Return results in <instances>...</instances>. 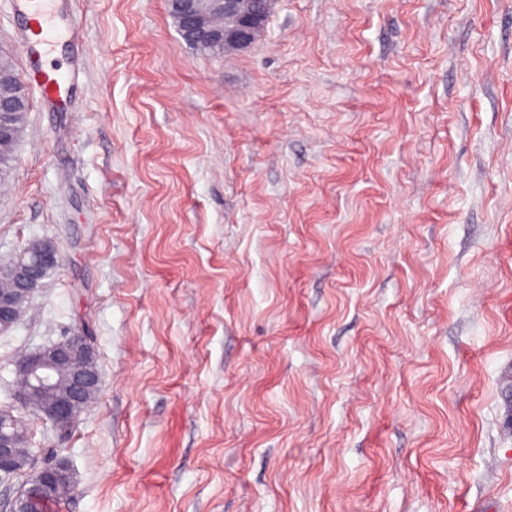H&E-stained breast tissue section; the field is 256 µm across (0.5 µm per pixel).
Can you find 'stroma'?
<instances>
[{
	"label": "stroma",
	"mask_w": 512,
	"mask_h": 512,
	"mask_svg": "<svg viewBox=\"0 0 512 512\" xmlns=\"http://www.w3.org/2000/svg\"><path fill=\"white\" fill-rule=\"evenodd\" d=\"M80 59L0 181V266H58L0 332L85 321L96 401L49 512H512V0H272L245 50L167 0H58Z\"/></svg>",
	"instance_id": "1"
}]
</instances>
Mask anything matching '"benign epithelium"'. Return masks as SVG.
<instances>
[{
	"label": "benign epithelium",
	"instance_id": "benign-epithelium-1",
	"mask_svg": "<svg viewBox=\"0 0 512 512\" xmlns=\"http://www.w3.org/2000/svg\"><path fill=\"white\" fill-rule=\"evenodd\" d=\"M173 3L178 29L183 39L205 47L227 46L247 49L253 45L268 12V0H169ZM26 111L17 96L0 95V140L21 136L23 125L15 124ZM59 263L57 246L49 240L34 241L23 248L8 268L15 288L0 291V331L15 324L22 305L43 286L48 271ZM71 367L66 394L40 409L38 416L59 433L66 432L86 407L85 391L101 387L97 354L91 337L74 331L58 341L22 354L16 362L17 373L28 378L33 392L51 389L57 373ZM29 439L25 421L14 414V405L0 407V479L12 470V460L20 441ZM71 472L66 460L35 472L20 502L24 509L11 512H46L52 495L51 484L59 475Z\"/></svg>",
	"mask_w": 512,
	"mask_h": 512
}]
</instances>
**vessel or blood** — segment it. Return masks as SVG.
<instances>
[{"mask_svg": "<svg viewBox=\"0 0 512 512\" xmlns=\"http://www.w3.org/2000/svg\"><path fill=\"white\" fill-rule=\"evenodd\" d=\"M18 10L23 18L16 32L23 48L42 53L53 46L57 25H64L67 36H75L76 25L73 19H59L56 0H19ZM79 70H71L68 76H61L57 67L42 68L34 72L33 78L43 90V100L53 104L69 94L79 79Z\"/></svg>", "mask_w": 512, "mask_h": 512, "instance_id": "vessel-or-blood-1", "label": "vessel or blood"}]
</instances>
